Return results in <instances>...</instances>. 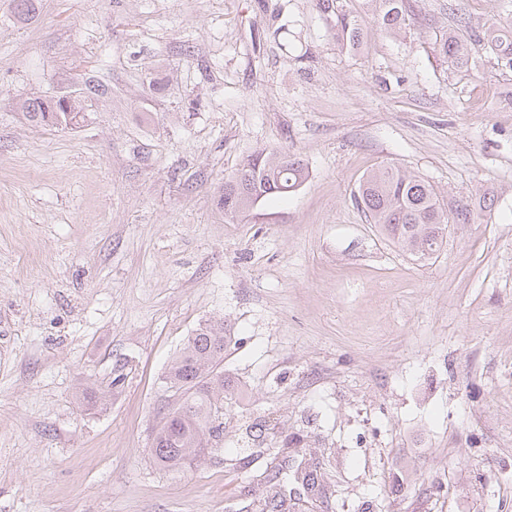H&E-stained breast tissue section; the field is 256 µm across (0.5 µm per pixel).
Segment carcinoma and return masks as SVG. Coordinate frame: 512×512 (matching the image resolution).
I'll return each mask as SVG.
<instances>
[{
  "label": "carcinoma",
  "instance_id": "carcinoma-1",
  "mask_svg": "<svg viewBox=\"0 0 512 512\" xmlns=\"http://www.w3.org/2000/svg\"><path fill=\"white\" fill-rule=\"evenodd\" d=\"M383 29L399 36L409 22L408 0H370ZM336 42L345 49H356L363 41L365 25L361 17L347 8L346 0H315ZM483 48L497 64L512 69V26L492 22L480 38ZM439 53L457 68L470 64L475 47L471 40L455 31H444L437 39ZM33 122L66 126L73 119L69 112L57 111L52 102L26 98L21 103ZM303 164L289 152L263 150L243 161L233 176L224 181L220 204L232 217L247 213L271 195L285 196L305 181ZM360 202L379 231L401 251L428 260L438 253L448 231V218L456 224H478L494 199L461 197L449 203L440 199L435 187L416 174L391 166L368 172L359 185ZM224 323L200 328L168 367L167 381L180 392L181 403L169 414L156 433L152 452L166 467L181 468L205 454L222 451L224 445V404L233 395L224 380V352L230 346ZM264 472L266 496L258 512H286L288 502L301 505L324 502L328 487L324 475L288 454V448L269 453Z\"/></svg>",
  "mask_w": 512,
  "mask_h": 512
}]
</instances>
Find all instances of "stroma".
Here are the masks:
<instances>
[{
	"label": "stroma",
	"mask_w": 512,
	"mask_h": 512,
	"mask_svg": "<svg viewBox=\"0 0 512 512\" xmlns=\"http://www.w3.org/2000/svg\"><path fill=\"white\" fill-rule=\"evenodd\" d=\"M496 4L416 0L393 38L347 0L350 52L314 0H0V512H232L288 438L346 512H512V70L433 50ZM91 81L80 125L19 107ZM264 149L306 181L226 216ZM380 164L495 205L417 260L354 199ZM220 320L224 449L167 468L168 365Z\"/></svg>",
	"instance_id": "1"
}]
</instances>
